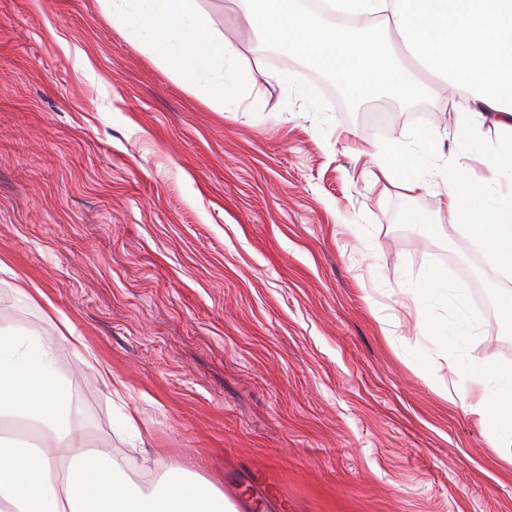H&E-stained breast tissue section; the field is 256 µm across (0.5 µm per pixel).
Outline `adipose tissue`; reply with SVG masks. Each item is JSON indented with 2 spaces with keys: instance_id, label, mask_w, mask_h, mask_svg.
I'll return each instance as SVG.
<instances>
[{
  "instance_id": "ef3b65f1",
  "label": "adipose tissue",
  "mask_w": 512,
  "mask_h": 512,
  "mask_svg": "<svg viewBox=\"0 0 512 512\" xmlns=\"http://www.w3.org/2000/svg\"><path fill=\"white\" fill-rule=\"evenodd\" d=\"M127 40L217 111H241L249 74L224 40L219 0H97ZM255 35L323 66L354 100L400 99L447 86L460 106L454 153L488 158L479 182L442 180L434 131L412 147L393 139L369 155L380 172L416 189L443 184L445 206L463 225L489 224L512 240V0H237ZM485 285L500 309L498 330L512 333V262L485 251ZM426 312L452 319L428 325L449 369L465 368L486 396L466 405L488 447L512 458V363L475 357L481 324L466 289L439 274L418 288ZM73 396L58 381L50 343L33 333L0 337V417L36 430L38 444L0 439V504L7 512H237L212 485L172 466L148 486L132 482L124 460L76 448Z\"/></svg>"
}]
</instances>
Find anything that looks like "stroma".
Listing matches in <instances>:
<instances>
[{"label": "stroma", "mask_w": 512, "mask_h": 512, "mask_svg": "<svg viewBox=\"0 0 512 512\" xmlns=\"http://www.w3.org/2000/svg\"><path fill=\"white\" fill-rule=\"evenodd\" d=\"M223 5L244 112L187 93L95 0H0V334L52 344L78 444L185 467L238 512H512V463L464 413L483 389L409 357L434 353L409 283L452 261L480 281L469 238L367 156L454 135L447 93L339 101Z\"/></svg>", "instance_id": "35a3bbf8"}]
</instances>
